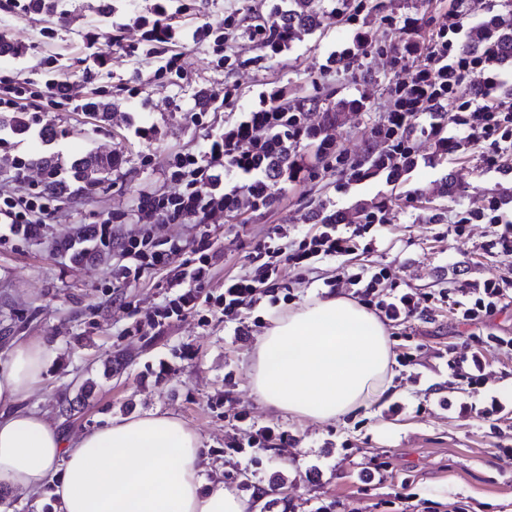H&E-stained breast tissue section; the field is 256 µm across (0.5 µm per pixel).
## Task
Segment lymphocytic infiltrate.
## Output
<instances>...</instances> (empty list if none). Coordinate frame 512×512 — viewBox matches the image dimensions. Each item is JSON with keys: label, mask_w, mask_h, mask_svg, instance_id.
Segmentation results:
<instances>
[{"label": "lymphocytic infiltrate", "mask_w": 512, "mask_h": 512, "mask_svg": "<svg viewBox=\"0 0 512 512\" xmlns=\"http://www.w3.org/2000/svg\"><path fill=\"white\" fill-rule=\"evenodd\" d=\"M171 0H156L155 19L151 30L144 33V41L155 48L171 51L170 67H177L181 47L213 40L223 46L226 30L232 29L234 19L225 16L223 34H215L212 24L194 29L172 24ZM463 5L449 10L448 21L432 34L424 49L405 45L393 63L398 77L392 87L393 108L381 130L372 131V138L386 140L389 148L380 153L376 162L384 168H396L410 152L409 127L413 120L423 116L439 115L448 103H455L456 111L448 118L453 134L448 143L458 147L482 143L483 165L488 171H499L502 155L512 150V94L504 92V72L494 67L491 59L466 52L458 36L463 29ZM424 56L422 64L410 65L415 53ZM480 76L475 89H468L471 76ZM266 128L280 129L289 142L297 144L305 138L306 115L302 112H263L252 110L246 120L231 133L208 138L197 153H175L171 180L174 192L165 196L142 194L137 203L135 218L142 224H180L187 220L205 221L210 213L224 207V182L244 173L251 183L265 182V167L256 164L260 151V133ZM250 143V150H242V143ZM50 216L47 207L36 206L33 200L0 192V231L5 236L31 235L33 229L46 223ZM466 224H486L491 228L487 244L490 252L512 255V212L505 210L497 197H488L483 208L467 211L462 218ZM385 211L364 212L361 224L321 225L317 234L303 238L297 247L287 245L265 246L255 255L256 267L250 274L229 276L224 280V292L218 299L225 317L238 314L246 305L255 304L270 295L269 285L283 268L302 270L323 259H335L354 252L356 239L365 230L387 224ZM126 256L119 266L112 285L122 288L138 280L144 271L164 268L167 285L175 293L160 311L161 319H171L194 309L202 288L210 278L215 257L214 244L209 236H201L191 260L182 259V246L170 242L162 246L151 234L129 238L123 245ZM512 292L511 278H489L473 285L471 291L457 300L456 306L464 321L476 323L498 310Z\"/></svg>", "instance_id": "lymphocytic-infiltrate-1"}]
</instances>
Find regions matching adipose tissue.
Wrapping results in <instances>:
<instances>
[{"label":"adipose tissue","instance_id":"adipose-tissue-1","mask_svg":"<svg viewBox=\"0 0 512 512\" xmlns=\"http://www.w3.org/2000/svg\"><path fill=\"white\" fill-rule=\"evenodd\" d=\"M51 356V344L34 336L0 360V487L50 493L54 512H261L262 495L206 478L202 440L177 416L111 418L71 437L28 407ZM391 363L385 324L335 294L272 320L255 346L252 388L266 407L332 422L378 401Z\"/></svg>","mask_w":512,"mask_h":512}]
</instances>
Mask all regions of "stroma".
I'll use <instances>...</instances> for the list:
<instances>
[{"label": "stroma", "instance_id": "1", "mask_svg": "<svg viewBox=\"0 0 512 512\" xmlns=\"http://www.w3.org/2000/svg\"><path fill=\"white\" fill-rule=\"evenodd\" d=\"M100 3L57 0L60 15L53 19L0 8V35L20 49L15 56L0 55V87L24 86L34 93L22 102L30 132L19 137L0 130V189L46 198L51 213L37 235L0 243V356L14 340L32 336L57 351L29 405L71 436L111 415L171 412L202 437L207 477L230 482L244 471L259 488L281 480L272 512H328L339 501L349 512H512V351H494L482 342L486 336L512 337V306L469 324L451 299L436 297L425 314L388 323L391 394L333 422L293 419L259 404L251 376L257 338L271 319L306 300L348 293L340 270L385 269L387 281L379 288L384 296L394 284L436 295L512 276V257L485 249L487 225H467L460 237L448 232L486 197L512 209V154L502 156L500 172H485L479 145L449 148L447 132L433 133L419 119L410 133L414 167L395 180L383 171L348 184L311 145L300 144L316 177L278 183L273 202L263 209L224 211L202 224H158L154 236L190 248L209 234L216 258L205 291L214 296L223 292L226 276L251 270L258 248L274 242L279 229L303 236L332 209L355 225L364 209L385 206L389 222L375 250L283 271L274 282L277 304L245 307L232 319L203 302L181 319L153 326L170 296L159 270L122 289L120 302L112 300V272L124 262L123 242L145 230L129 219L133 205L141 193L174 189L166 172L170 153L199 150L208 137L245 120L261 96L284 90L292 97L327 95L344 102L333 118L319 109L309 112V121L328 124L349 164L368 168L370 157L383 149L371 130L391 108L395 73L389 48L403 40L397 25L412 19L413 40L426 43L445 23L450 0H365L354 27L337 19V0H315L319 28L296 32L278 54L262 49L250 30L281 0H176L189 26L235 15L228 42L232 64L218 65L212 44H192L182 51L180 70L160 79L155 73L165 59L148 53L141 40V20L151 17L153 0H112L108 23L98 15ZM357 32L370 43L367 56L329 63ZM57 73L72 82L79 108H54L40 99ZM227 87L236 88V99L210 106L207 92ZM96 91L111 104L101 117L82 107ZM195 112L196 124L190 119ZM48 125L57 132L49 141L41 137ZM141 125L152 128L151 140L135 136ZM89 151L118 157L110 181L90 192L47 197L39 158L54 156L66 170ZM20 160L26 163L21 173L15 168ZM107 220L111 243L94 246L84 262L71 259L63 242ZM453 353L482 359L479 393L449 377ZM111 359L121 367L108 377L104 366ZM89 378L96 388L84 398L80 388ZM63 398L76 401L74 416L60 413ZM494 403L500 420L493 433L480 413ZM265 425L287 431V441L269 451L248 448L253 427ZM238 443L245 444L244 452H234Z\"/></svg>", "mask_w": 512, "mask_h": 512}]
</instances>
